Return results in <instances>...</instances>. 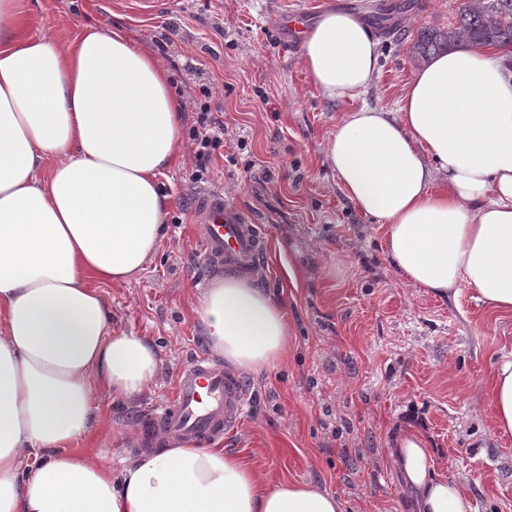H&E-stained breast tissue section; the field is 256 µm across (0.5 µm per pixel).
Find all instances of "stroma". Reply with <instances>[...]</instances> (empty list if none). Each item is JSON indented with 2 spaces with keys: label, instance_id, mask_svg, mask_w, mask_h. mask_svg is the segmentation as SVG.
<instances>
[{
  "label": "stroma",
  "instance_id": "obj_1",
  "mask_svg": "<svg viewBox=\"0 0 512 512\" xmlns=\"http://www.w3.org/2000/svg\"><path fill=\"white\" fill-rule=\"evenodd\" d=\"M29 0L26 32L68 39L86 25L124 30L174 75L186 101L224 123V141L202 180L184 147L162 179L166 234L136 281L101 286L112 327L149 337L162 371L131 403L100 392V421L77 445L118 466L138 455L147 414L172 394L180 369L206 348L193 309L202 276L194 222L198 192L216 188L259 215L269 238L258 286L291 316L288 359L249 378L252 402L224 450L258 464L272 481H314L344 512H413L389 450L420 435L437 476L469 491L474 512H512V435L492 425L495 366L512 359V312L478 302L467 287L442 298L412 287L388 261L385 229L344 196L326 160L344 112L395 110L418 65L419 31L456 24L461 0ZM317 21L329 9L361 19L378 40L379 72L352 100L331 101L311 83L301 46L285 27L290 9Z\"/></svg>",
  "mask_w": 512,
  "mask_h": 512
}]
</instances>
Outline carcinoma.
Returning <instances> with one entry per match:
<instances>
[{"label": "carcinoma", "mask_w": 512, "mask_h": 512, "mask_svg": "<svg viewBox=\"0 0 512 512\" xmlns=\"http://www.w3.org/2000/svg\"><path fill=\"white\" fill-rule=\"evenodd\" d=\"M512 48V0H463L457 24L420 30L411 49V59L427 61L456 47Z\"/></svg>", "instance_id": "carcinoma-1"}]
</instances>
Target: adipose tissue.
Wrapping results in <instances>:
<instances>
[{
	"label": "adipose tissue",
	"mask_w": 512,
	"mask_h": 512,
	"mask_svg": "<svg viewBox=\"0 0 512 512\" xmlns=\"http://www.w3.org/2000/svg\"><path fill=\"white\" fill-rule=\"evenodd\" d=\"M26 13V0H0V512H342L319 485L265 480L217 447L161 448L116 470L75 450L98 420L99 391L135 400L161 370L149 339L113 330L87 281L129 284L157 251L185 104L170 71L124 31L87 25L61 43L26 35ZM302 59L325 97L350 99L376 76L377 43L356 16L329 10ZM327 162L385 226L387 258L412 286L445 296L464 285L512 311L511 57L431 58L396 111L345 113ZM194 314L239 372L288 356V310L251 281H214ZM491 399L494 427L511 434L512 360ZM390 455L417 512H473L418 434Z\"/></svg>",
	"instance_id": "obj_1"
}]
</instances>
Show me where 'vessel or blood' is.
<instances>
[{
	"label": "vessel or blood",
	"mask_w": 512,
	"mask_h": 512,
	"mask_svg": "<svg viewBox=\"0 0 512 512\" xmlns=\"http://www.w3.org/2000/svg\"><path fill=\"white\" fill-rule=\"evenodd\" d=\"M194 217L208 272L231 270L244 277L262 272L268 240L256 214L231 203L222 190L207 189L196 197ZM248 412V382L200 354L178 374L171 397L149 413L140 443L155 448L174 441L207 445L232 436Z\"/></svg>",
	"instance_id": "vessel-or-blood-1"
}]
</instances>
